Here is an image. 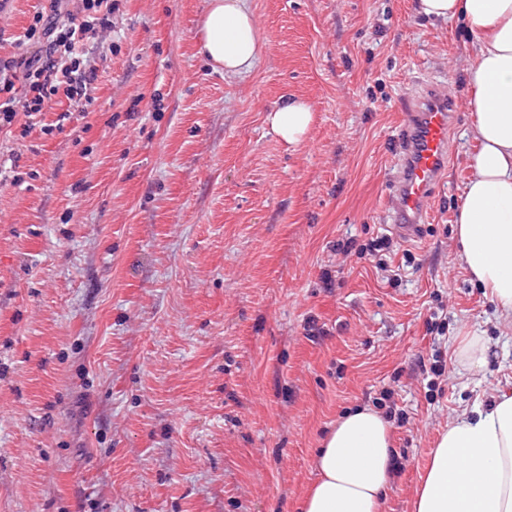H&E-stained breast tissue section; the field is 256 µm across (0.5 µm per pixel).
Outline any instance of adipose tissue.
<instances>
[{
	"instance_id": "adipose-tissue-1",
	"label": "adipose tissue",
	"mask_w": 512,
	"mask_h": 512,
	"mask_svg": "<svg viewBox=\"0 0 512 512\" xmlns=\"http://www.w3.org/2000/svg\"><path fill=\"white\" fill-rule=\"evenodd\" d=\"M418 14L461 21L472 39L465 71L477 147L455 219L468 273L489 293L498 321L512 324V0H416ZM197 49L225 76L249 73L263 35L248 0H207ZM304 99L282 98L266 116L291 146L314 123ZM392 426L358 407L339 417L314 460L317 479L302 512H381L394 471ZM415 512H512V392L464 409L431 452Z\"/></svg>"
}]
</instances>
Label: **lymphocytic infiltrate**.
<instances>
[{
	"mask_svg": "<svg viewBox=\"0 0 512 512\" xmlns=\"http://www.w3.org/2000/svg\"><path fill=\"white\" fill-rule=\"evenodd\" d=\"M116 8L115 0H83L82 10L75 11L70 0H49L47 9L33 15L23 34L28 55L0 56V130L17 125L29 134L46 101L57 94L89 97L96 70L78 48L109 27Z\"/></svg>",
	"mask_w": 512,
	"mask_h": 512,
	"instance_id": "obj_1",
	"label": "lymphocytic infiltrate"
}]
</instances>
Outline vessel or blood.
<instances>
[{
	"instance_id": "b4317fda",
	"label": "vessel or blood",
	"mask_w": 512,
	"mask_h": 512,
	"mask_svg": "<svg viewBox=\"0 0 512 512\" xmlns=\"http://www.w3.org/2000/svg\"><path fill=\"white\" fill-rule=\"evenodd\" d=\"M455 117L453 99L438 87L406 101L388 214L395 234L404 240L419 238L429 221L431 200L448 167V133Z\"/></svg>"
}]
</instances>
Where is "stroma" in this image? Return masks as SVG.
I'll return each mask as SVG.
<instances>
[{
    "label": "stroma",
    "mask_w": 512,
    "mask_h": 512,
    "mask_svg": "<svg viewBox=\"0 0 512 512\" xmlns=\"http://www.w3.org/2000/svg\"><path fill=\"white\" fill-rule=\"evenodd\" d=\"M44 3L9 0L0 54H25ZM205 3L119 0L81 48L90 109L62 97L53 132L0 131V512H297L328 429L383 393V512H412L439 432L512 389V327L455 234L470 39L414 0H249L266 43L229 79L196 52ZM429 81L457 103L430 221L358 254L390 233L406 99ZM286 96L316 111L297 147L266 121ZM461 336L489 338L484 374Z\"/></svg>",
    "instance_id": "obj_1"
}]
</instances>
